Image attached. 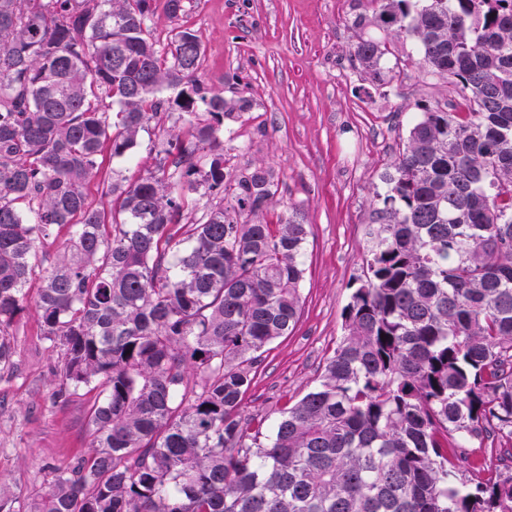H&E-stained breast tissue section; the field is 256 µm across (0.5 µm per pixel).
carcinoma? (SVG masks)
I'll list each match as a JSON object with an SVG mask.
<instances>
[{
	"instance_id": "1",
	"label": "carcinoma",
	"mask_w": 512,
	"mask_h": 512,
	"mask_svg": "<svg viewBox=\"0 0 512 512\" xmlns=\"http://www.w3.org/2000/svg\"><path fill=\"white\" fill-rule=\"evenodd\" d=\"M466 112L426 107L382 174L343 335L317 384L244 411L267 347L300 317L307 225L261 217L272 172L229 176L234 105L197 79L202 44L148 36L155 0H0V365L38 245L73 242L35 311L62 383L94 393L93 451L27 512H512V472L471 443L512 437V0H375ZM386 46L354 57L377 79ZM211 117L166 131L156 168L93 206L105 150L133 149L170 101ZM213 202L185 224L190 195Z\"/></svg>"
}]
</instances>
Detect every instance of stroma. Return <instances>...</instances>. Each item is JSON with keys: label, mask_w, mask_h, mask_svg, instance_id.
Instances as JSON below:
<instances>
[{"label": "stroma", "mask_w": 512, "mask_h": 512, "mask_svg": "<svg viewBox=\"0 0 512 512\" xmlns=\"http://www.w3.org/2000/svg\"><path fill=\"white\" fill-rule=\"evenodd\" d=\"M375 0H183L177 17L157 10L149 29L159 46L173 31L202 41L199 80L247 102L221 128L231 172L271 169L279 191L264 214H299L308 226L298 323L272 343L243 403L268 415L316 385L342 330L349 285L361 272L365 226L381 175L402 147L420 105L445 104L446 79L418 64L414 39L384 35ZM363 25H356V17ZM384 38L381 82L355 60L356 43ZM197 114L173 106L163 126L148 125L125 157L105 161L113 180L130 183L153 169L167 130L183 134ZM14 355L0 366V495L29 507L58 468L87 453L90 397L63 388V351L43 335L34 307L10 330Z\"/></svg>", "instance_id": "obj_1"}]
</instances>
